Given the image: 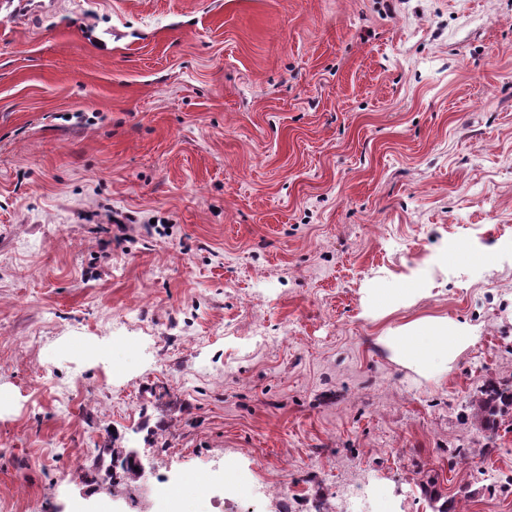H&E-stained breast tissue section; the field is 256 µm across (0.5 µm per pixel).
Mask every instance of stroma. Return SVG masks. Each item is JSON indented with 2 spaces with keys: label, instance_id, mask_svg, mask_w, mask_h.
<instances>
[{
  "label": "stroma",
  "instance_id": "stroma-1",
  "mask_svg": "<svg viewBox=\"0 0 512 512\" xmlns=\"http://www.w3.org/2000/svg\"><path fill=\"white\" fill-rule=\"evenodd\" d=\"M498 380L512 0H0V512H512ZM470 333L471 327L467 324L448 322V318H428L408 324L402 334L392 336L387 333L381 340L392 345L398 354L422 371L439 367L448 372V364L471 337ZM420 338L426 341L422 347L417 346ZM512 412V383L491 384L471 403L474 424L482 430L497 428Z\"/></svg>",
  "mask_w": 512,
  "mask_h": 512
}]
</instances>
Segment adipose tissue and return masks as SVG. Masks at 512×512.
<instances>
[{
	"label": "adipose tissue",
	"instance_id": "1",
	"mask_svg": "<svg viewBox=\"0 0 512 512\" xmlns=\"http://www.w3.org/2000/svg\"><path fill=\"white\" fill-rule=\"evenodd\" d=\"M470 333L468 325L428 318L408 324L402 334L384 335L383 340L419 369L427 371L436 367L444 371Z\"/></svg>",
	"mask_w": 512,
	"mask_h": 512
}]
</instances>
